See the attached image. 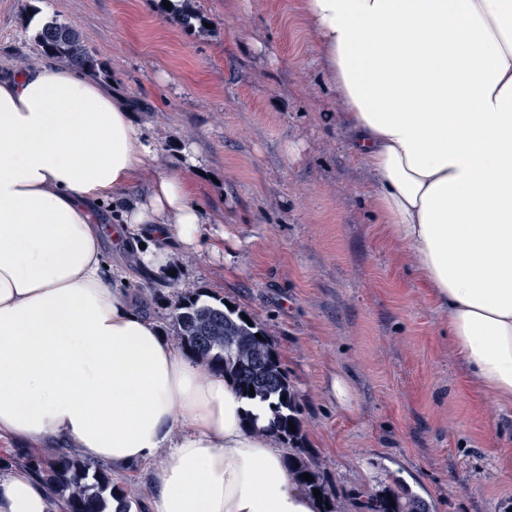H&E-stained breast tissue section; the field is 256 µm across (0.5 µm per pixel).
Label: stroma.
Returning a JSON list of instances; mask_svg holds the SVG:
<instances>
[{
	"label": "stroma",
	"mask_w": 512,
	"mask_h": 512,
	"mask_svg": "<svg viewBox=\"0 0 512 512\" xmlns=\"http://www.w3.org/2000/svg\"><path fill=\"white\" fill-rule=\"evenodd\" d=\"M301 0H196L204 29L156 0H50L112 72L157 156L138 190L181 168L211 214L219 251L170 246V274L131 281L157 315L201 294L264 329L300 394L303 446L343 501L401 480L431 512H512V404L474 381L407 247L381 232L371 174ZM34 14L0 0V71L40 66ZM163 296H156V289ZM343 380L348 401L330 384Z\"/></svg>",
	"instance_id": "obj_1"
}]
</instances>
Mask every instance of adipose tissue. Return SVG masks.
<instances>
[{
    "mask_svg": "<svg viewBox=\"0 0 512 512\" xmlns=\"http://www.w3.org/2000/svg\"><path fill=\"white\" fill-rule=\"evenodd\" d=\"M368 167L386 235L413 254L480 387L512 403V0H301ZM156 146L104 84L52 64L0 74V438L150 465L156 512H317L260 399L176 350L135 306L102 239L140 247L209 223L184 171L122 193ZM111 202L115 224L100 223ZM0 512H61L31 470Z\"/></svg>",
    "mask_w": 512,
    "mask_h": 512,
    "instance_id": "1",
    "label": "adipose tissue"
}]
</instances>
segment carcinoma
Returning <instances> with one entry per match:
<instances>
[{
  "mask_svg": "<svg viewBox=\"0 0 512 512\" xmlns=\"http://www.w3.org/2000/svg\"><path fill=\"white\" fill-rule=\"evenodd\" d=\"M179 2L172 11L184 27L192 29L202 23L191 0ZM35 47L40 57L61 60L83 74L106 73L104 63L80 33L58 19L36 33ZM245 315V311L230 308L222 300L203 301L198 294L181 295L161 306V316L170 322L173 339L184 354L224 374L241 396L249 397L252 387L254 397L269 402L270 416L265 425H258L254 417L248 418L247 423L253 430L273 434L288 443V472L308 495H313L315 488L321 492L318 512H349L322 475L317 461L296 453V444L303 439L298 392L263 329L255 321L247 323ZM259 334L263 339L257 338ZM18 456L42 478L60 501L63 512H112L114 500L123 503L119 512H129L135 492L115 484L107 467L87 461L68 448H56L47 455L20 452ZM304 473L310 474L313 481L302 478ZM356 508L357 512H430L429 505L399 481L356 502Z\"/></svg>",
  "mask_w": 512,
  "mask_h": 512,
  "instance_id": "cac0c4a2",
  "label": "carcinoma"
}]
</instances>
